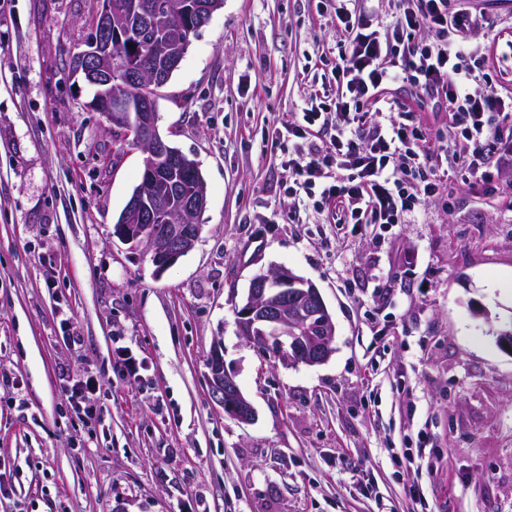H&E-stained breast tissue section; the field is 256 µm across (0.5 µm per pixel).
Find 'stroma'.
<instances>
[{"label": "stroma", "mask_w": 512, "mask_h": 512, "mask_svg": "<svg viewBox=\"0 0 512 512\" xmlns=\"http://www.w3.org/2000/svg\"><path fill=\"white\" fill-rule=\"evenodd\" d=\"M483 7L512 90V6ZM92 0H0V512H512V163L440 183L415 221L342 224L285 196L280 137L329 88L328 0H224L159 102L206 185L195 247L163 273L114 225L144 155L87 109L68 65ZM311 281L336 326L323 364L240 336L251 279ZM255 411L212 399L207 360ZM142 360L139 375L116 349ZM90 371L89 413L61 395ZM424 449L416 472L409 452Z\"/></svg>", "instance_id": "obj_1"}]
</instances>
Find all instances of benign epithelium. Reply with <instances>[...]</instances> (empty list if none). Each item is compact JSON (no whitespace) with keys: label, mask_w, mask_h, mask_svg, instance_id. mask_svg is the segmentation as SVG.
Instances as JSON below:
<instances>
[{"label":"benign epithelium","mask_w":512,"mask_h":512,"mask_svg":"<svg viewBox=\"0 0 512 512\" xmlns=\"http://www.w3.org/2000/svg\"><path fill=\"white\" fill-rule=\"evenodd\" d=\"M218 5L217 0L212 4L203 0H167L161 8L173 18L178 33L187 38L192 27L185 21L192 16L211 15ZM91 27L93 35L86 49L74 57L71 72L96 88L88 108L108 117L123 130L128 145L144 154L141 182L120 213L115 234L133 248L145 246L152 253L156 270L162 271L195 246L202 231L198 220L206 208V188L199 185L187 199L184 211L163 218L145 205L158 174L155 163L180 162L182 158L158 131L152 98L135 101L112 90V84L120 80L143 82L158 96L163 94L168 78L153 71L121 75L112 69L114 58L142 54L148 45L130 36L125 25L115 21L110 0H93ZM159 218L164 220V231L157 235L151 231L150 223ZM235 310L241 335L262 347H272L286 365H319L333 353L336 328L321 295L312 284L285 268L272 269L252 280L245 301ZM208 368L215 402L232 417L251 421L253 407L226 373L220 349L213 350Z\"/></svg>","instance_id":"1"}]
</instances>
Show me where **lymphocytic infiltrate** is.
Wrapping results in <instances>:
<instances>
[{"instance_id": "lymphocytic-infiltrate-1", "label": "lymphocytic infiltrate", "mask_w": 512, "mask_h": 512, "mask_svg": "<svg viewBox=\"0 0 512 512\" xmlns=\"http://www.w3.org/2000/svg\"><path fill=\"white\" fill-rule=\"evenodd\" d=\"M352 2L333 0L341 32L335 91L288 127L294 143L281 166L291 197L343 201L357 224H403L438 188L424 177L434 154L413 122L415 106L444 104L448 128L436 138L455 164L475 169L486 162L482 142L499 132L491 113L512 117V101L499 95L479 47L465 40L486 29L483 15L454 0H396L380 26L374 7L355 10ZM396 83L414 89L413 103L386 95Z\"/></svg>"}]
</instances>
